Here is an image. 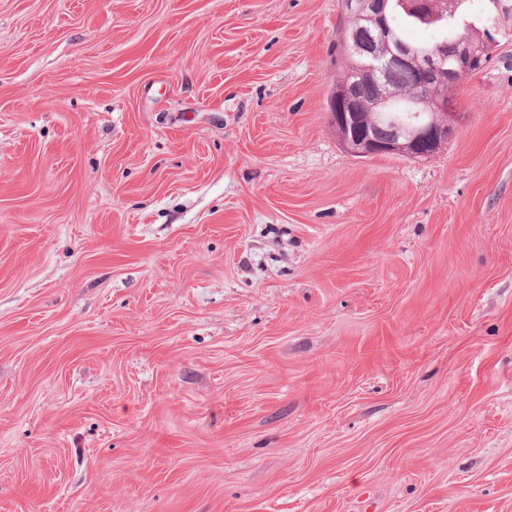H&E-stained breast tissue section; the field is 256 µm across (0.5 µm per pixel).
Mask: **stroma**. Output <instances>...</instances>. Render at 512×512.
I'll return each mask as SVG.
<instances>
[{
  "label": "stroma",
  "instance_id": "stroma-1",
  "mask_svg": "<svg viewBox=\"0 0 512 512\" xmlns=\"http://www.w3.org/2000/svg\"><path fill=\"white\" fill-rule=\"evenodd\" d=\"M345 21L0 0V512H512V19L428 158Z\"/></svg>",
  "mask_w": 512,
  "mask_h": 512
}]
</instances>
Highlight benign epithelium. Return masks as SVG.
<instances>
[{"label":"benign epithelium","instance_id":"1","mask_svg":"<svg viewBox=\"0 0 512 512\" xmlns=\"http://www.w3.org/2000/svg\"><path fill=\"white\" fill-rule=\"evenodd\" d=\"M348 14L366 18L373 26L374 47L369 63L360 75L376 82L393 68H408L416 73L419 92L409 99V117L389 123L392 135L379 139L367 130L390 116L395 94L385 91L371 105L359 106L350 89L343 84L332 92L331 121L341 129L365 128L361 137L346 136L343 144L352 152L367 155L404 153L414 157L434 154L453 131L457 113L443 94L447 85L459 82L468 71L466 60L471 55V42L457 38L432 46L412 47L391 39L387 18V0H344ZM407 9L426 22L448 16L449 0H407Z\"/></svg>","mask_w":512,"mask_h":512}]
</instances>
